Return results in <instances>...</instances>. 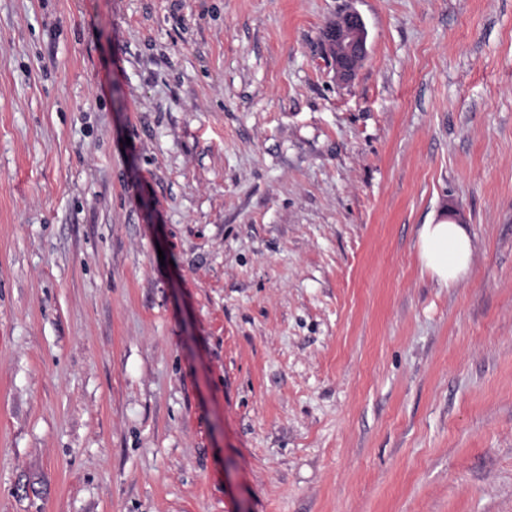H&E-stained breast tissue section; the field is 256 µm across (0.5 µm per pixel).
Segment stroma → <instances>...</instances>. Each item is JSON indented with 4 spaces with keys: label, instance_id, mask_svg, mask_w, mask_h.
<instances>
[{
    "label": "stroma",
    "instance_id": "1",
    "mask_svg": "<svg viewBox=\"0 0 512 512\" xmlns=\"http://www.w3.org/2000/svg\"><path fill=\"white\" fill-rule=\"evenodd\" d=\"M0 512H512V0H0ZM364 21L355 11L348 12L330 24L324 32V42L331 58L336 76L350 82L368 55L367 40L357 37ZM418 246L423 265L445 287L459 284L470 270L472 243L463 224L444 220L422 225Z\"/></svg>",
    "mask_w": 512,
    "mask_h": 512
}]
</instances>
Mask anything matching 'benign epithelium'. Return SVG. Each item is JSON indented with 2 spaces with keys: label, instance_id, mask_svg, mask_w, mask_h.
<instances>
[{
  "label": "benign epithelium",
  "instance_id": "obj_1",
  "mask_svg": "<svg viewBox=\"0 0 512 512\" xmlns=\"http://www.w3.org/2000/svg\"><path fill=\"white\" fill-rule=\"evenodd\" d=\"M364 21L355 11L348 12L330 24L324 32V42L336 76L351 81L368 55L367 40L356 36Z\"/></svg>",
  "mask_w": 512,
  "mask_h": 512
}]
</instances>
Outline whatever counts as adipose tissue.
I'll list each match as a JSON object with an SVG mask.
<instances>
[{"label": "adipose tissue", "mask_w": 512, "mask_h": 512, "mask_svg": "<svg viewBox=\"0 0 512 512\" xmlns=\"http://www.w3.org/2000/svg\"><path fill=\"white\" fill-rule=\"evenodd\" d=\"M418 246L423 265L443 286L459 284L470 270L471 239L465 227L455 221L422 225Z\"/></svg>", "instance_id": "ef3b65f1"}]
</instances>
